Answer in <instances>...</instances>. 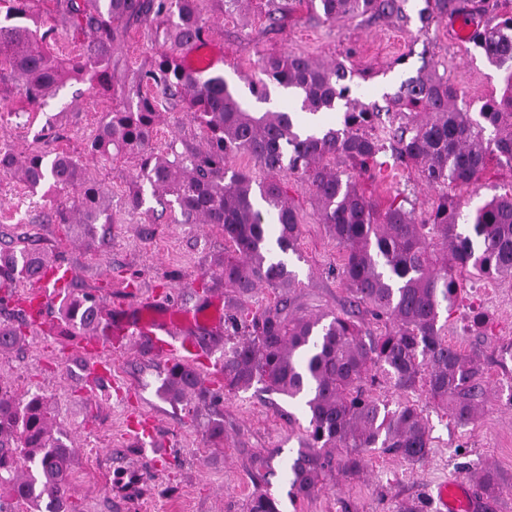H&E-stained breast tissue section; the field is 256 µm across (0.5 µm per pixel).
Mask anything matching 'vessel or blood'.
Wrapping results in <instances>:
<instances>
[{
    "label": "vessel or blood",
    "mask_w": 512,
    "mask_h": 512,
    "mask_svg": "<svg viewBox=\"0 0 512 512\" xmlns=\"http://www.w3.org/2000/svg\"><path fill=\"white\" fill-rule=\"evenodd\" d=\"M74 269L57 262L44 268L28 292L27 306L31 308L33 329L49 332L51 325L45 312L50 301L63 289L71 287ZM145 342L153 357L164 359L180 355L184 362H191L193 352L200 347L197 337L188 332L183 314L179 311L158 313L143 317L134 309L123 308L105 315L100 332L83 337L76 347L85 361L87 379L105 380L112 374V354L124 349L132 340ZM439 512H478L480 504L472 495V488L465 480L450 481L437 490Z\"/></svg>",
    "instance_id": "obj_1"
}]
</instances>
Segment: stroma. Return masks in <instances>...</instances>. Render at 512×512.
Here are the masks:
<instances>
[{
    "label": "stroma",
    "instance_id": "1",
    "mask_svg": "<svg viewBox=\"0 0 512 512\" xmlns=\"http://www.w3.org/2000/svg\"><path fill=\"white\" fill-rule=\"evenodd\" d=\"M288 14L280 26L265 16L266 0H252L236 15L217 11L204 0L208 38L221 49L224 61L216 74L244 101H251L249 82L258 61L268 54H302L324 63L344 62L354 72L357 97L386 106L401 83L423 64L447 73L457 85L471 113L501 87V74L487 65L469 39L461 37L452 20L421 25L425 0H406L405 19L346 16L324 21L308 0H287ZM162 42L145 25L133 26L118 49L119 71L127 85ZM111 101L89 97L82 84L62 87L38 109L24 107L19 94L0 100V148L26 154L38 148L66 151L80 159L90 178L112 201V222L104 230L108 243L90 251L64 226L51 224L47 214L58 193L41 189L31 194L15 178L0 175V248L27 237L51 258L76 271L74 294L96 296L101 312H108L128 288L138 289V304H172L204 309L223 299L224 286L204 289L203 275L224 253V237L209 224L183 223L178 208L147 197L142 209H131L127 196L137 161L116 157L93 158L86 151L89 135ZM203 134L187 119L176 101L160 105L157 134L161 152H183L198 145ZM411 187L417 216L426 215L439 192L421 182L417 172L384 165L380 174L362 184L368 196L383 204L398 189ZM512 187V169L490 165L477 187L449 188V199L468 200L477 207L493 194ZM288 196L298 207L302 226L297 253L285 260L297 278L291 308L300 315L338 313L348 293L337 275L342 253L319 220L305 183L288 179ZM463 288L446 327L449 344L477 351L488 386L486 409L474 422L457 427L422 391L410 393L427 417L433 447L426 459L408 463L391 454L369 453L360 475L347 479L328 472L321 490L307 498L289 494L292 463L308 426L303 405L255 386L222 393L220 403L191 399L180 405L163 400L158 387L165 361L153 359L141 342H132L112 359V384L93 392L85 382L81 357L67 353L74 332L28 333L22 347L0 352V380L18 391L45 395L55 428L67 434L74 448L70 494L76 512H247L260 490L279 502L280 512H391L395 503L414 501L423 512H437L432 495L456 476L475 477L481 469L495 470L505 491L485 512H512V361H501L512 344V278L462 274ZM486 319L484 335L467 328L473 314ZM202 350L195 362L206 384L218 388V369L224 359L225 334L193 326ZM148 416L156 424L158 447L171 449L174 463L154 469L151 455L128 435L127 416ZM224 423V445L209 447L205 430L210 421ZM272 455L276 474L263 479L253 453Z\"/></svg>",
    "mask_w": 512,
    "mask_h": 512
}]
</instances>
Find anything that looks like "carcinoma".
<instances>
[{
  "label": "carcinoma",
  "instance_id": "carcinoma-1",
  "mask_svg": "<svg viewBox=\"0 0 512 512\" xmlns=\"http://www.w3.org/2000/svg\"><path fill=\"white\" fill-rule=\"evenodd\" d=\"M324 20L348 14L392 17L402 0H311ZM0 0V94L16 89L37 108L67 83L87 85L90 94L116 102L106 112L87 149L108 159L136 155L139 170L128 205L140 209L144 187L155 198L170 197L183 221H201L224 235V255L215 260L212 280L224 282V329L243 333L224 343L220 367L227 392L254 385L304 401L309 427L293 460L291 489L306 498L322 487L331 468L358 474L365 455L378 449L409 463L428 456L432 437L427 419L413 403L393 405L373 396L367 384L382 380L405 393L422 386L427 397L459 427L470 424L485 405L481 362L474 352L448 344L440 312L452 311L461 291L460 273L512 277V188L492 196L472 215V230L459 231L460 206L443 200L418 218L400 190L385 205L368 197L360 178L382 166L379 154L417 171L426 185L477 184L491 161L512 168V15L496 18L494 0H425L422 25L435 17L467 14L470 40L478 54L504 73L502 92L471 116L456 84L434 67L401 83L389 111L398 125L389 143L375 133L381 110L353 96L354 73L341 61L323 64L295 53L261 59L250 92L269 100L270 85L293 89L300 110L312 116L344 102L340 124L304 133L293 112H252L220 76L203 78L186 68L181 50L208 34L201 0ZM66 28L87 36L73 56L50 44ZM148 22L167 49L140 70L136 102L116 74L115 49L136 24ZM178 99L204 134L200 147L185 146L173 158L152 147L159 103ZM492 130L487 136L485 132ZM245 155L266 173L256 181L232 168ZM0 173L17 178L31 192L49 186L75 195L60 202L50 220L68 224L89 248L107 239L110 200L83 166L65 152L52 158L33 149L26 155L0 149ZM301 175L328 235L344 254L339 269L349 309L341 315L299 316L289 312L288 290L295 274L273 257L296 252L301 219L289 201L286 175ZM50 258L26 247L0 251V302L17 281L35 280ZM279 295L272 307L247 314L240 299L256 288ZM384 322L377 335L363 329L356 312ZM65 325L96 329L101 314L94 296L62 298ZM25 341L19 325L0 323V351ZM175 405L190 396L213 401L201 373L180 362L167 365L159 387ZM72 448L54 429L48 401L15 392L0 381V512H75L69 495ZM480 495L499 499L498 473L478 476ZM248 512H280L276 499L256 494Z\"/></svg>",
  "mask_w": 512,
  "mask_h": 512
}]
</instances>
